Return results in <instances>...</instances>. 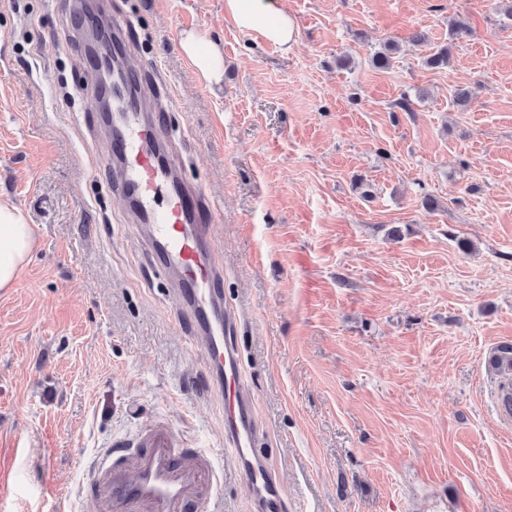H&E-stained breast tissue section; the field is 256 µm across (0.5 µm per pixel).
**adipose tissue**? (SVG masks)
<instances>
[{"mask_svg":"<svg viewBox=\"0 0 512 512\" xmlns=\"http://www.w3.org/2000/svg\"><path fill=\"white\" fill-rule=\"evenodd\" d=\"M224 16L237 28L257 34L265 41L287 49L294 44L297 31L294 18L273 0H224ZM183 52L193 61L198 75L210 83L224 75L221 49L202 36L190 33L182 40ZM35 244L32 227L22 212L0 203V289L10 287Z\"/></svg>","mask_w":512,"mask_h":512,"instance_id":"1","label":"adipose tissue"}]
</instances>
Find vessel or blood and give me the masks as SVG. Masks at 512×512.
I'll return each mask as SVG.
<instances>
[{
    "label": "vessel or blood",
    "instance_id": "vessel-or-blood-1",
    "mask_svg": "<svg viewBox=\"0 0 512 512\" xmlns=\"http://www.w3.org/2000/svg\"><path fill=\"white\" fill-rule=\"evenodd\" d=\"M122 32L120 23L109 21L103 37L89 45L98 77L111 78L112 44ZM124 75L102 114L110 138L109 158L100 167L178 282L179 304L195 323L206 357L209 387L224 399V445L232 450L255 512H280L282 487L258 450L261 433L239 371L235 319L224 307V268L214 249V227L201 220L213 205L183 179L140 70L128 64ZM217 482L211 457L180 447L169 425L158 422L122 450L102 451L85 487L97 497L100 512H215Z\"/></svg>",
    "mask_w": 512,
    "mask_h": 512
}]
</instances>
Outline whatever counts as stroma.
I'll use <instances>...</instances> for the list:
<instances>
[{
  "label": "stroma",
  "instance_id": "1",
  "mask_svg": "<svg viewBox=\"0 0 512 512\" xmlns=\"http://www.w3.org/2000/svg\"><path fill=\"white\" fill-rule=\"evenodd\" d=\"M277 4L287 50L224 0H110L217 205L285 512H512V421L482 364L512 344V0ZM78 23L69 0H0V199L36 238L0 289V512H92L98 453L158 419L212 456L219 512H252L204 354L92 168ZM190 31L221 46L220 84ZM183 52L193 61L198 75L208 83H219L224 75V58L221 49L194 33L182 40Z\"/></svg>",
  "mask_w": 512,
  "mask_h": 512
}]
</instances>
